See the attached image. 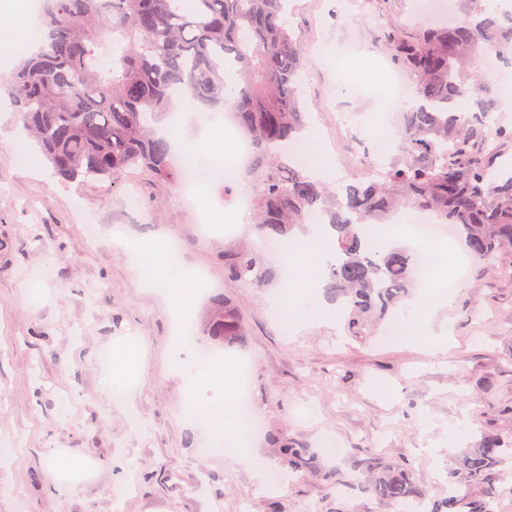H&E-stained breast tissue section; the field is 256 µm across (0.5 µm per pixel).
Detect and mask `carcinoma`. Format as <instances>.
<instances>
[{
	"label": "carcinoma",
	"mask_w": 512,
	"mask_h": 512,
	"mask_svg": "<svg viewBox=\"0 0 512 512\" xmlns=\"http://www.w3.org/2000/svg\"><path fill=\"white\" fill-rule=\"evenodd\" d=\"M463 17L412 37H391L392 55L410 77L414 105L403 113L397 154L380 178L350 180L341 191L307 175L298 161L306 115L300 83L307 48L288 26V0H45L47 32L39 52L24 55L10 77L12 106L55 173L72 182L122 184L144 169L178 180L169 142L150 123L173 102L227 106L251 139L254 230L259 240L290 238L313 216L329 220L334 252L323 295L344 305L347 335L407 300L416 259L401 247L372 250L365 227L410 206L455 229L486 272L512 253V126L491 125L493 85L482 80L486 49L512 56V16L493 15L484 0H461ZM237 76L231 98L224 76ZM224 275L266 290L277 273L264 250L241 243L224 250ZM200 333L218 348L242 342L244 327L224 296L209 301ZM277 466L346 483L317 455L281 432L268 435ZM512 443L481 434L448 472V498L430 512H494L500 467ZM353 471L382 506L402 512L425 495L404 464L358 456ZM481 489L457 496L458 486Z\"/></svg>",
	"instance_id": "cac0c4a2"
}]
</instances>
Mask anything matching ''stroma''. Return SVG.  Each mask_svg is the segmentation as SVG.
<instances>
[{"mask_svg": "<svg viewBox=\"0 0 512 512\" xmlns=\"http://www.w3.org/2000/svg\"><path fill=\"white\" fill-rule=\"evenodd\" d=\"M414 5L291 0L288 23L310 48L301 93L319 138L338 111L354 128L400 124L372 88L351 92L336 48L355 44L353 60L388 75L394 27L410 36L424 24ZM236 195L212 186L193 212L178 183L142 171L117 190L61 181L16 115L0 111V447L13 449L0 464V512H382L357 482L336 488L302 473L268 487L255 461L272 459L275 429L347 475L367 453L406 462L431 506L447 497L455 457L481 430L512 434V262L495 274L471 263L460 272V242L432 247L433 264L456 283L448 296H422L434 332L448 338L433 352L380 330L359 343L333 316L289 334L270 309L276 289L225 279L220 256L234 238L196 232V212ZM147 234L177 238L184 267L208 273L246 327L230 352L248 361L264 415L247 461L202 454L203 431L185 421L187 383L168 361L176 290L153 287L126 252L127 240ZM130 340L142 348L141 371L116 402L100 354ZM460 422L466 430L449 445ZM53 456L89 460L94 471L50 477Z\"/></svg>", "mask_w": 512, "mask_h": 512, "instance_id": "35a3bbf8", "label": "stroma"}]
</instances>
